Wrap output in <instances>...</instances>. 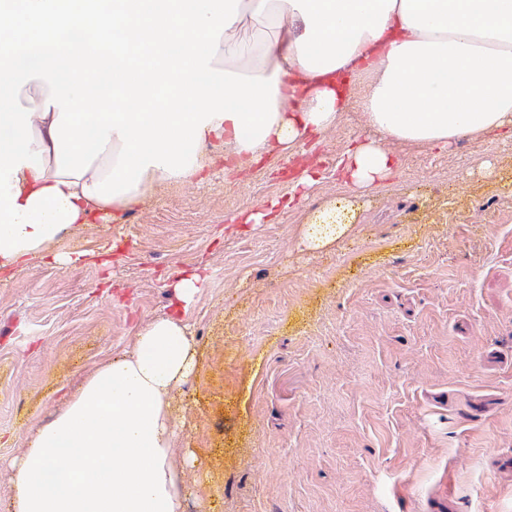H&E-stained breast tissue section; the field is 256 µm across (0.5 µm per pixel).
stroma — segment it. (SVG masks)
Instances as JSON below:
<instances>
[{
	"instance_id": "1",
	"label": "stroma",
	"mask_w": 512,
	"mask_h": 512,
	"mask_svg": "<svg viewBox=\"0 0 512 512\" xmlns=\"http://www.w3.org/2000/svg\"><path fill=\"white\" fill-rule=\"evenodd\" d=\"M373 135L352 106L245 175L209 141L205 182L53 244L79 262L0 272V512L30 432L185 272L206 284L181 314L198 370L171 400L184 512H512V143L390 144L395 175L309 249L303 224L348 195L339 162ZM275 200L276 223H243Z\"/></svg>"
}]
</instances>
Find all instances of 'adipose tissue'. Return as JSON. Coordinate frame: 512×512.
<instances>
[{
  "label": "adipose tissue",
  "instance_id": "ef3b65f1",
  "mask_svg": "<svg viewBox=\"0 0 512 512\" xmlns=\"http://www.w3.org/2000/svg\"><path fill=\"white\" fill-rule=\"evenodd\" d=\"M0 19L23 31L0 41V269L71 264L48 248L73 225L204 182L207 141L246 169L351 102L377 134L346 155L358 194L394 174L386 142L512 141V0H0ZM354 218L335 202L303 239ZM196 366L177 313L143 325L31 433L10 512H182L171 398Z\"/></svg>",
  "mask_w": 512,
  "mask_h": 512
}]
</instances>
